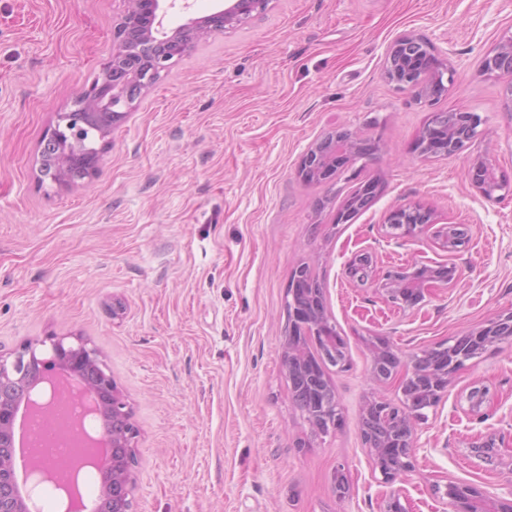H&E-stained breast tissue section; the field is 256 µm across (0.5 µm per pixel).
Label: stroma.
Returning <instances> with one entry per match:
<instances>
[{
  "mask_svg": "<svg viewBox=\"0 0 512 512\" xmlns=\"http://www.w3.org/2000/svg\"><path fill=\"white\" fill-rule=\"evenodd\" d=\"M124 0H0V352L63 337L97 349L136 428L134 512H381L360 419L372 345L404 355L512 311V196L470 183L483 155L512 180V110L483 57L512 36V0H270L264 13L195 42L101 144L97 175L40 177L41 142L112 52ZM427 38L454 68L436 106L383 78L396 38ZM477 113L482 136L425 159L432 110ZM333 128L376 152L333 181L296 175ZM372 202L336 213L368 180ZM420 202L469 239L456 287L418 307L386 304L344 267L447 257L425 234L388 239L385 218ZM325 287L348 366L329 368L338 429L313 432L282 367L288 286L301 263ZM401 488L412 512H452L448 482L512 499V339L466 362L417 425ZM496 436L491 458L472 443ZM350 490L337 498L338 468Z\"/></svg>",
  "mask_w": 512,
  "mask_h": 512,
  "instance_id": "35a3bbf8",
  "label": "stroma"
}]
</instances>
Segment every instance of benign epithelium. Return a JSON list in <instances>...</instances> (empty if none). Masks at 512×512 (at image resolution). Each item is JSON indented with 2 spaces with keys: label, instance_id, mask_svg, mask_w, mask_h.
Returning <instances> with one entry per match:
<instances>
[{
  "label": "benign epithelium",
  "instance_id": "1",
  "mask_svg": "<svg viewBox=\"0 0 512 512\" xmlns=\"http://www.w3.org/2000/svg\"><path fill=\"white\" fill-rule=\"evenodd\" d=\"M176 0H127L121 22L115 28L112 54L99 74L77 96L75 108L57 115L56 125L42 144L41 151L53 158L52 167L41 165L43 176L58 185H70L74 178H94L100 164V149L83 139V125H99V138L112 133L132 104L155 84L170 65L197 40L242 24L264 12L269 0H230V4L172 33L164 31L163 19ZM484 74L503 83L506 104L512 110V37L501 40L481 62ZM384 79L400 90H407L431 105L448 93L454 71L435 52L425 38L405 35L387 48ZM481 118L475 112H455V127L448 126L443 111L432 113L420 134L414 152L429 158L446 156L462 150L480 135ZM375 147L347 129H333L314 142L303 155L297 176L303 182H323L357 161L371 157ZM471 184L486 198L506 188L498 179L489 160L473 158L468 168ZM389 229H398V237L414 240L437 224L433 210L419 203H408L391 210L385 218ZM348 278L370 281L382 299L395 306L414 308L433 288H452L460 279L453 263L427 265L420 262L392 266L381 272L368 252L355 254L347 264ZM289 330L283 344L282 365L286 373L298 376L309 386L311 408L303 411L311 428L327 433L339 427L342 416L328 378L320 377L325 361L338 368L347 366L340 351L344 339L329 316L325 289L309 288L301 269L292 274L288 288ZM512 336V313L501 315L487 326L463 336L465 345L449 350L431 366L425 359L433 350H424L406 360L395 362L392 346L382 342L373 348V362L386 365L388 371H372L373 379L399 377L401 391L419 378L430 380L425 389L424 408L411 400L394 405L374 398L363 409L362 436L373 469L386 483L404 480L411 471L416 449V421L438 403L448 386V378L465 362L487 346ZM44 382L51 383L52 397L72 393L77 388L92 395L91 412L104 424L105 459L89 458L99 476V505L96 512H132L135 481L132 413L112 377L102 368L98 351L80 341L67 345L63 340L51 344V355L37 353L28 343L15 353L13 360L0 354V512H30L28 495L15 481L13 434L21 406L39 411L43 404L31 398L32 391ZM63 464L54 459L34 458L27 477L31 484L50 482L65 490L71 500L68 512H81L75 473L62 481ZM445 495L453 512H512V501L504 502L473 487L450 482ZM405 496L394 490L385 501L383 512H410Z\"/></svg>",
  "mask_w": 512,
  "mask_h": 512
}]
</instances>
